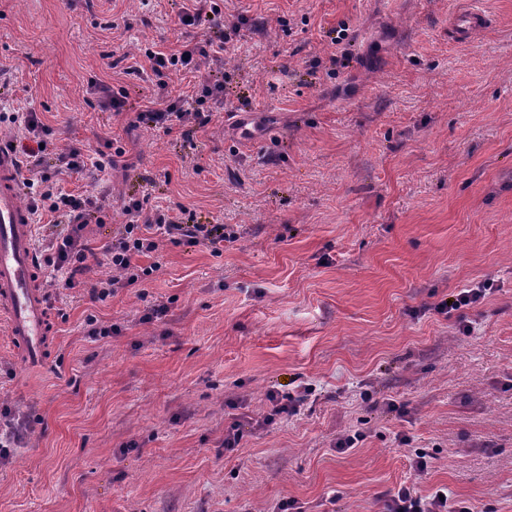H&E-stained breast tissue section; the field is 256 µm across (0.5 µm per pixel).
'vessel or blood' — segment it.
Wrapping results in <instances>:
<instances>
[{
    "label": "vessel or blood",
    "instance_id": "obj_1",
    "mask_svg": "<svg viewBox=\"0 0 512 512\" xmlns=\"http://www.w3.org/2000/svg\"><path fill=\"white\" fill-rule=\"evenodd\" d=\"M32 218L16 174L15 157L0 144V316L30 361L45 352L49 312L31 286L36 273Z\"/></svg>",
    "mask_w": 512,
    "mask_h": 512
}]
</instances>
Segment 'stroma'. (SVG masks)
Masks as SVG:
<instances>
[{"mask_svg": "<svg viewBox=\"0 0 512 512\" xmlns=\"http://www.w3.org/2000/svg\"><path fill=\"white\" fill-rule=\"evenodd\" d=\"M187 3L0 0L6 96L56 151L124 149L93 249L133 194L238 231L219 256L162 243L136 259L151 278L103 302L60 290L39 366L0 321V409L23 424L0 512H383L403 482L512 512V0H224L251 27L227 113L190 147L137 123L157 79L125 72L139 47H178ZM471 9L488 23L458 40ZM485 282L472 333L435 312ZM154 303L169 312L143 321ZM90 315L121 334L88 335ZM302 387L296 413L225 448L269 391Z\"/></svg>", "mask_w": 512, "mask_h": 512, "instance_id": "stroma-1", "label": "stroma"}]
</instances>
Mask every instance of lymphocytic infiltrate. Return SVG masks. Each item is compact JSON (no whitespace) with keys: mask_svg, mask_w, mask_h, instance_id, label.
I'll return each mask as SVG.
<instances>
[{"mask_svg":"<svg viewBox=\"0 0 512 512\" xmlns=\"http://www.w3.org/2000/svg\"><path fill=\"white\" fill-rule=\"evenodd\" d=\"M243 23V15L225 14L219 0H191L189 7L179 11L175 26L196 29L197 36L170 52L144 47L143 55L150 70L162 83L154 105L139 112V122L167 135L180 132L184 142H191L194 130L211 122V106L220 103L224 95V54L234 38L239 37ZM205 60L212 63L206 70L201 67ZM181 72L192 74L195 80L192 93L172 89L165 83V76ZM2 123L16 129L7 147L22 158L18 174L29 195L30 209L36 220H47L54 228L37 247V268L60 273L64 287H76L79 276L89 272L88 260L94 255L86 229L92 223L104 224L108 217L104 205L108 182L124 150L118 147L110 153L91 152L73 146L55 152L52 128L42 123L31 109L1 111ZM82 172L90 176L87 187L71 192L60 188L62 176ZM147 203L144 197L125 201L126 222L101 251L114 274L92 285L93 299L106 300L148 280L154 272L153 266L138 265L135 259L156 253L161 241L187 247L206 246L218 255L225 243L236 239L229 225L198 223L195 214L185 206L151 211ZM447 493V487L442 486L424 496L403 484L385 500L384 509L385 512H472L468 506H452Z\"/></svg>","mask_w":512,"mask_h":512,"instance_id":"lymphocytic-infiltrate-1","label":"lymphocytic infiltrate"}]
</instances>
